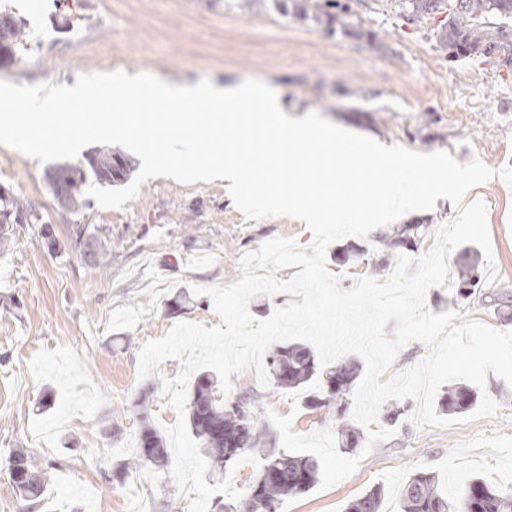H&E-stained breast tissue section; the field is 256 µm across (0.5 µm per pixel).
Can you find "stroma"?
<instances>
[{
	"label": "stroma",
	"instance_id": "obj_1",
	"mask_svg": "<svg viewBox=\"0 0 512 512\" xmlns=\"http://www.w3.org/2000/svg\"><path fill=\"white\" fill-rule=\"evenodd\" d=\"M401 0H336L321 16L281 8L279 0H0V16L21 20L30 41L0 79L16 85L75 83L82 74L149 72L185 82L233 85L255 78L281 94L293 118L316 112L349 131L419 152H449L458 162L512 163V66L490 58L449 57L440 35L447 12L408 19ZM48 164L0 146V186L32 206L39 221L13 227L0 252V488L10 487L6 458L25 448L51 466L35 512H188L169 471L119 478L132 458L147 396L155 427L174 424L163 377L165 361L138 378V350L177 322L213 326L209 296L191 286L227 285L241 255L276 236L312 241L291 217L246 220L223 181L182 185L148 180L123 209L62 208L46 179ZM488 207L497 282L481 280L466 299L432 288L434 313L455 309L499 331H512V188L495 179L467 201ZM59 242L48 251L39 231ZM104 244L97 262L73 245L76 226ZM379 231L347 237L327 250L330 271L350 289L362 276L385 278ZM365 252L351 258L352 248ZM231 396L259 392L263 406L294 414L293 429L335 428L329 409L293 410L286 390L261 388L256 371L232 375ZM499 405L492 417L418 431L401 419L358 469L332 488L285 499L280 512H344L371 486H385L383 512H399L397 492L419 471L458 484L479 476L512 490V386L488 375Z\"/></svg>",
	"mask_w": 512,
	"mask_h": 512
}]
</instances>
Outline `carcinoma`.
Listing matches in <instances>:
<instances>
[{
	"instance_id": "carcinoma-1",
	"label": "carcinoma",
	"mask_w": 512,
	"mask_h": 512,
	"mask_svg": "<svg viewBox=\"0 0 512 512\" xmlns=\"http://www.w3.org/2000/svg\"><path fill=\"white\" fill-rule=\"evenodd\" d=\"M448 7V27L441 33L444 49L452 57H490L504 50V63L512 62V0H402L401 9L413 17L437 12ZM26 28L8 16L0 18V41L7 44V62H15L19 46L26 39ZM89 170L79 165H58L47 173L52 184L68 193L66 208L73 212L87 205V175L100 185L122 183L133 171L129 159L109 150H100L88 159ZM33 218L32 208L11 193L0 192V248L10 245L9 224ZM423 224H404L381 237L383 256L395 258L409 251L424 231ZM461 283L457 295L463 299L473 294L479 280L477 268L467 266L459 271ZM361 375L358 361L349 359L320 366L315 349L305 342L277 346L268 356V376L278 389H303L317 380L320 388L308 391L305 407L314 410L339 404L338 448L350 453L363 444L360 430L345 419L346 400L353 393ZM477 401V393L457 386L444 391L439 405L448 413H462ZM189 425L200 443L201 454L211 465L217 478L243 454L257 451L262 463L242 501L225 503L215 500L211 512H279L283 501L308 492L318 482L319 463L309 455H288L269 447L263 440L260 418V396L243 393L238 397L223 396L218 378L209 373L198 376L188 399ZM140 448L133 464L118 466V476L128 477L144 469H164L169 463L165 438L141 416ZM7 470L24 505L33 509L42 501L48 473L40 470L24 448L10 450ZM384 487L377 485L350 501L345 512H382ZM400 512H512V494L474 478L467 485L448 490L430 473L410 476L399 489Z\"/></svg>"
}]
</instances>
